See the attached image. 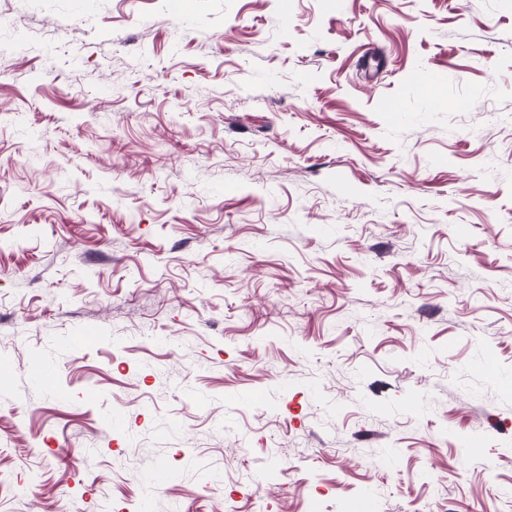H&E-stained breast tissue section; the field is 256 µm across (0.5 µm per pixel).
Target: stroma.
<instances>
[{"label": "stroma", "instance_id": "obj_1", "mask_svg": "<svg viewBox=\"0 0 512 512\" xmlns=\"http://www.w3.org/2000/svg\"><path fill=\"white\" fill-rule=\"evenodd\" d=\"M1 359L0 512H512V0H0Z\"/></svg>", "mask_w": 512, "mask_h": 512}]
</instances>
